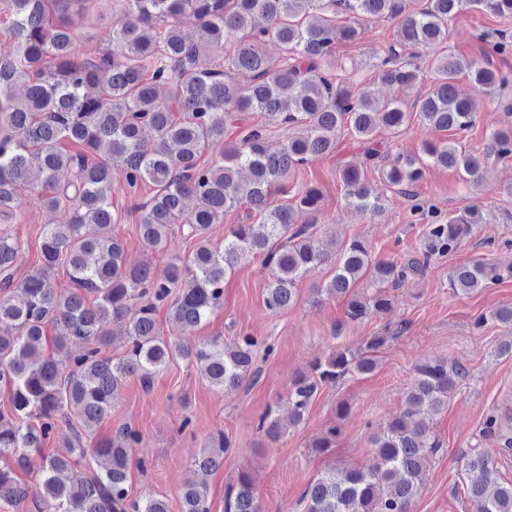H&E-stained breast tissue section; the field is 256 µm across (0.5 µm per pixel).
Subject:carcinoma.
Instances as JSON below:
<instances>
[{
	"label": "carcinoma",
	"instance_id": "cac0c4a2",
	"mask_svg": "<svg viewBox=\"0 0 512 512\" xmlns=\"http://www.w3.org/2000/svg\"><path fill=\"white\" fill-rule=\"evenodd\" d=\"M123 20L106 33L95 55H76L72 15L97 0H0L11 18L13 48L0 52V215L9 214L16 197L29 185V162L42 175L40 198L49 208L70 203L66 224L42 231L40 264L14 280L19 242L0 235V385L9 390V413H0V498L20 507L33 501L48 512H171L157 498L130 495L128 449L142 440L139 431L118 429L112 437L84 447V435L111 410L125 379L144 385L157 371L179 359L196 367L209 386L238 388L257 375L255 336H237L190 344L161 337L157 312L167 306L171 319L195 325L224 302V279L247 257L262 258L269 272L263 299L272 313L288 309L299 285L314 271L335 261L325 286L328 295L348 297L352 322L381 316L391 308L389 289L410 275L422 274L429 262L455 250L482 216L463 209L442 223L419 201L417 187L430 167L456 169L478 185L484 166L512 157V125L497 129L477 150L457 142L425 141L414 155L394 156L376 138L385 129L397 136L409 118L442 132L461 133L476 122L479 106L459 96L454 81L466 74L483 86L512 116V75L490 60L447 52L448 19L466 10L512 19V0H120ZM199 22L196 39L181 32L186 15ZM383 16L397 22L396 38L375 65L377 79L390 87L423 83L417 64L428 53L433 80L411 105L398 99L384 104L346 72L356 63L336 59V45L354 44L366 32L365 18ZM495 36L500 55L512 53V33ZM270 43L282 52L274 64ZM224 51V68L207 63L209 50ZM258 116L247 122L245 117ZM232 125L238 139L224 143ZM154 133L144 148L145 130ZM349 133L364 147L363 166L342 164L338 178L348 205L373 216L384 209V195L372 184L368 168L380 182L413 202L424 225L420 256L405 261L381 260L369 245L352 239L327 247L316 237L323 195L313 185L292 204H276L287 193L291 174L336 153L338 139ZM284 138L273 150L269 141ZM218 150L209 162L206 154ZM122 174L128 187L151 184L154 195L141 205L139 233L144 247L160 252L180 231L194 241L184 258L169 263L157 276L148 265L126 263L115 235L118 214L112 210V178ZM246 211L224 238V249L208 244L212 225L233 209ZM311 216L298 224L295 212ZM58 269L75 288L48 287ZM369 279L371 294L355 293ZM500 278L483 260L454 268L449 286L469 294ZM182 285L179 293L172 288ZM125 326L127 349L113 361L102 355L109 326ZM55 332L58 349L81 345L76 353L46 355L44 332ZM386 342L374 337L367 351L340 350L316 361L311 373L293 380L288 391V423L304 420L319 389L349 373L367 374L377 366L375 351ZM461 365L424 362L416 369L403 413L373 438L378 463L369 471L333 467L305 492L307 512H411L421 494L422 470L440 442L425 416L448 402ZM73 414L74 442L66 452L45 453L62 410ZM258 428L280 433V418L271 409ZM229 441L220 434L195 465L205 472L224 464ZM103 467L88 475V458ZM467 468L480 479L467 488L473 512H512V482L494 477L488 453L474 450ZM40 475L31 485L20 474ZM180 512H210L207 489L186 485ZM226 512H262L249 480L226 502Z\"/></svg>",
	"mask_w": 512,
	"mask_h": 512
}]
</instances>
